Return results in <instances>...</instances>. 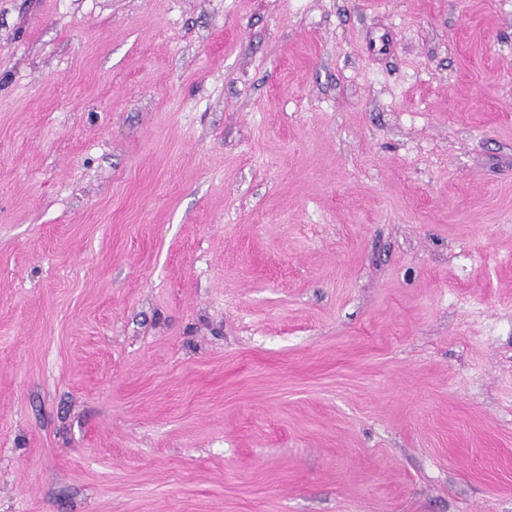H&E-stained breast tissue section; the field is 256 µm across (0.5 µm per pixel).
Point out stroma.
<instances>
[{"instance_id":"obj_1","label":"stroma","mask_w":512,"mask_h":512,"mask_svg":"<svg viewBox=\"0 0 512 512\" xmlns=\"http://www.w3.org/2000/svg\"><path fill=\"white\" fill-rule=\"evenodd\" d=\"M0 512H512V0H0Z\"/></svg>"}]
</instances>
